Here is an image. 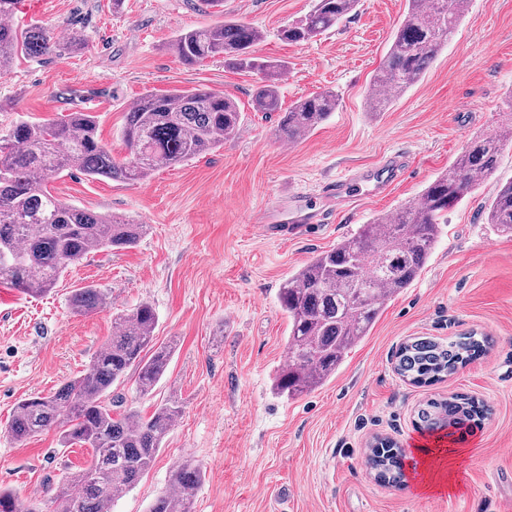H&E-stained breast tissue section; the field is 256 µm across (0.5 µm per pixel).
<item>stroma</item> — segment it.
<instances>
[{
    "label": "stroma",
    "mask_w": 512,
    "mask_h": 512,
    "mask_svg": "<svg viewBox=\"0 0 512 512\" xmlns=\"http://www.w3.org/2000/svg\"><path fill=\"white\" fill-rule=\"evenodd\" d=\"M315 0H20L12 26L76 28L88 46L16 57L0 76V128L17 119L61 120L95 102L101 139L115 159L125 112L148 92L205 88L244 114L218 151L148 179L123 183L66 171L48 188L64 202L147 225L129 249L94 251L51 293L29 296L0 283V486L53 497L62 476L83 467L88 449L61 447L58 429L14 442L5 426L16 404L53 392L84 371L113 332L116 316L150 302L159 343L175 351L151 394L135 375L118 387L126 407L148 415L178 401L182 413L147 474L112 512H148L171 469L200 464L194 512H512V235L487 224L485 206L512 180V144L492 177L448 213L438 242L410 288L393 296L335 376L302 396H274L288 318L277 293L288 274L373 217L416 198L477 134L512 122V0H471L459 29L422 78L380 113L368 88L399 24L405 0H360L356 12L303 44L281 40L285 25ZM240 20L258 28L255 51L287 62L283 107L324 88L339 105L305 139H280V113L252 108L259 78L217 57L181 64L169 48L180 31ZM400 157L404 176L384 194L351 201L323 195L327 182ZM307 192L299 203V192ZM318 223L284 239L274 221L299 206ZM102 289L104 309L78 315L73 289ZM473 333L493 346L441 381L416 386L396 371L412 338L445 343ZM465 395L492 409L440 475L423 489L407 471L402 487L365 465L369 440L396 439L420 463V405Z\"/></svg>",
    "instance_id": "1"
}]
</instances>
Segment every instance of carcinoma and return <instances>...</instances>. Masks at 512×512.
<instances>
[{
	"instance_id": "cac0c4a2",
	"label": "carcinoma",
	"mask_w": 512,
	"mask_h": 512,
	"mask_svg": "<svg viewBox=\"0 0 512 512\" xmlns=\"http://www.w3.org/2000/svg\"><path fill=\"white\" fill-rule=\"evenodd\" d=\"M358 4L359 0H316L308 14L281 29V39L290 44L311 42ZM466 11L467 0H406L385 59L370 80L371 111H384L392 102L391 93H403L422 77L448 46ZM261 39L257 28L227 20L176 34L171 49L187 66L222 56L232 67L260 75L252 106L256 112L271 113L280 109L278 81L286 63L257 57L255 47ZM85 46L78 31L63 40L42 26L20 32L0 23V75L10 71L20 53L44 56ZM338 102V94L329 88L298 99L280 121L281 137L306 138ZM243 120L238 104L222 92L193 88L147 93L126 114L121 138L128 157L122 161L112 157L88 112H73L60 121L13 122L0 132V280L25 294L44 295L90 252L130 248L143 234V224L60 200L46 189L50 179L76 170L97 179L143 181L159 168L175 169L224 146L239 133ZM505 145L499 129L472 137L461 156L417 200L362 225L283 282L277 299L288 317V338L286 361L272 384L277 396L295 399L336 374L387 301L418 278L442 225L448 223V211L480 179L497 170ZM486 211L487 223L512 233V181L499 185ZM69 305L76 314H89L106 305V295L91 286L76 288ZM157 322L148 302L118 316L112 337L84 372L47 395L18 402L7 424L13 440L24 442L57 427L62 447L88 448L90 457L81 470L62 477L58 493L49 500L1 488L0 512H13L19 500L22 512H112L114 501L152 467L181 406L167 401L147 417L121 412L124 398L112 393V387L123 383L133 369L137 388L146 395L164 376L173 348L154 342ZM491 345V338L472 334L446 345L424 339L408 342L399 349L397 370L413 384H429ZM486 414L485 406L473 399H433L419 410L415 426L430 434L463 428ZM366 464L379 481L400 483L399 453L389 448L374 451ZM203 476L202 467L194 462L176 465L168 488L149 512H191L192 493Z\"/></svg>"
}]
</instances>
